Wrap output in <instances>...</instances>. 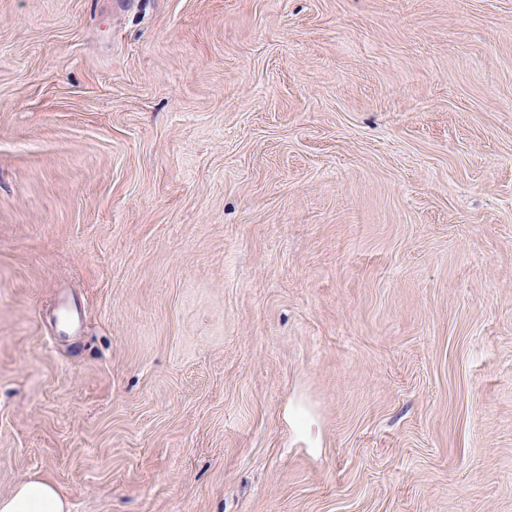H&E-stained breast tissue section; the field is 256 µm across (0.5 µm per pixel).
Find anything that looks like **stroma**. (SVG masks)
<instances>
[{"label":"stroma","mask_w":512,"mask_h":512,"mask_svg":"<svg viewBox=\"0 0 512 512\" xmlns=\"http://www.w3.org/2000/svg\"><path fill=\"white\" fill-rule=\"evenodd\" d=\"M512 512V0H0V496Z\"/></svg>","instance_id":"stroma-1"}]
</instances>
